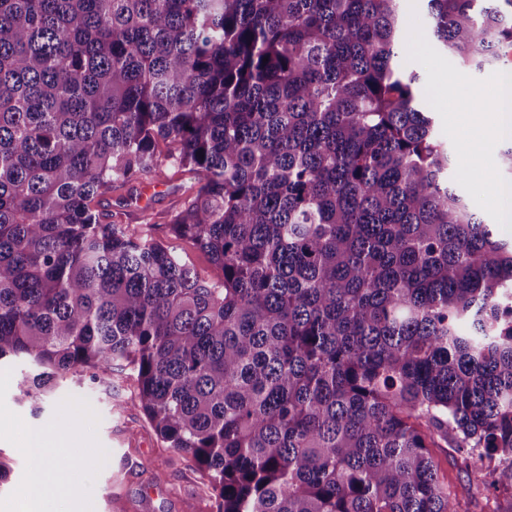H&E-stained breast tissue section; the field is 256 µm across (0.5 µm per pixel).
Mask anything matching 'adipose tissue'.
I'll return each mask as SVG.
<instances>
[{"mask_svg":"<svg viewBox=\"0 0 512 512\" xmlns=\"http://www.w3.org/2000/svg\"><path fill=\"white\" fill-rule=\"evenodd\" d=\"M23 444L21 450L37 460L38 466L29 477L24 488L19 512H47L50 501L71 493L72 483L67 472L56 464L58 449L49 447L41 428L32 424L21 428Z\"/></svg>","mask_w":512,"mask_h":512,"instance_id":"ef3b65f1","label":"adipose tissue"}]
</instances>
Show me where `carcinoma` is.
Returning <instances> with one entry per match:
<instances>
[{
	"instance_id": "1",
	"label": "carcinoma",
	"mask_w": 512,
	"mask_h": 512,
	"mask_svg": "<svg viewBox=\"0 0 512 512\" xmlns=\"http://www.w3.org/2000/svg\"><path fill=\"white\" fill-rule=\"evenodd\" d=\"M401 0H0V360L37 397L127 368L216 512H465L512 491V244L448 181ZM465 68L512 0H424ZM198 187L166 224L101 204ZM197 181V176L190 172L174 175L169 181L140 179L126 188L112 193L108 197L109 207L124 224L139 227L143 223L142 207L149 203L155 224H165L166 213L176 206L181 198L182 187ZM154 235L179 253L183 260L196 270L200 278L210 281L219 277L220 272L211 262L210 258L193 246L191 242L170 236L164 226H160ZM432 455L438 462L440 473L448 480V484L454 487L462 502L467 503L470 512H486V493L480 495L472 485L476 484L474 474L464 456L457 452L456 448L443 445V448H432Z\"/></svg>"
}]
</instances>
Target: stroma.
Returning a JSON list of instances; mask_svg holds the SVG:
<instances>
[{"instance_id":"35a3bbf8","label":"stroma","mask_w":512,"mask_h":512,"mask_svg":"<svg viewBox=\"0 0 512 512\" xmlns=\"http://www.w3.org/2000/svg\"><path fill=\"white\" fill-rule=\"evenodd\" d=\"M190 172L170 180L140 179L109 197V208L130 226L142 224L143 207H150L159 228L155 236L179 253L200 278L217 279L219 270L189 241L170 236L163 223L181 198L182 189L195 183ZM25 364L0 360V420L44 427L60 444L69 461L67 471L74 490L54 512H216L213 499L189 458L166 447L132 396L128 372L110 379L71 380L48 398L40 414L21 399L14 375ZM440 473L454 487L469 512H487L483 495L474 489L475 477L463 456L450 447L433 449ZM0 463L6 475L0 481V512H12L35 468L32 458L14 438L0 439Z\"/></svg>"}]
</instances>
